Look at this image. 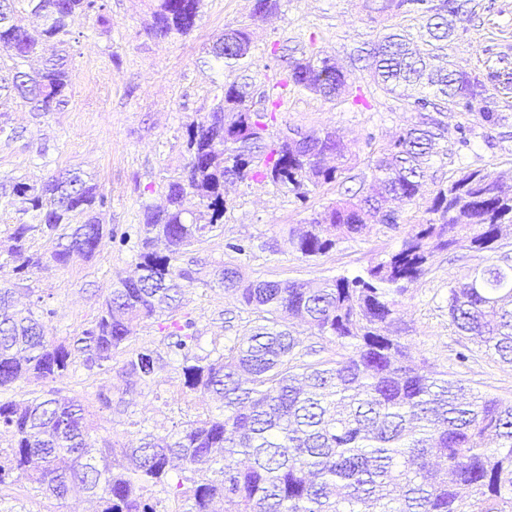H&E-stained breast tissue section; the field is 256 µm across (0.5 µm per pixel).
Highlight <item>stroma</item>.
I'll use <instances>...</instances> for the list:
<instances>
[{
  "label": "stroma",
  "instance_id": "1",
  "mask_svg": "<svg viewBox=\"0 0 512 512\" xmlns=\"http://www.w3.org/2000/svg\"><path fill=\"white\" fill-rule=\"evenodd\" d=\"M476 17L458 25L447 53L458 70L482 80L499 110L512 117V0H479ZM111 20L101 28L94 16L76 15L70 25L67 51L71 85L68 103L59 111L34 115L18 98L0 103L9 115L8 131L0 133V186L12 180L38 183L61 171L80 168L90 173L107 197L103 222L128 232L127 244L103 237L93 257L74 258L65 267L49 262L51 238L32 233L31 252L46 262L29 278L17 281L16 262L7 251V237L19 220L20 201L0 189V282L17 285L21 304L43 302L47 335L61 340L90 326L118 279L133 275L139 228L146 209L166 203L165 179L180 172L188 160L186 127L204 120L217 95L232 82L249 83L256 91L270 89L282 76L286 56L294 51H324L346 68L349 82L363 95L330 101L288 91L270 124L271 135L288 130L308 132L336 129L353 156L341 178L301 200L269 182L251 180L226 185L224 230L200 239L182 253L178 267L198 272L187 288L178 321L194 324L195 356L223 349L225 337L235 335L250 315L210 279L216 270L233 264L248 280L300 282L364 273L398 248L412 226L426 217L428 199L400 208V224L390 231L374 227L369 233L337 243L329 253L305 258L288 243L289 227L305 223L323 211L346 189L368 188L370 158L388 146L415 113L402 99L376 89L365 67H352L358 51L369 50L393 28H415L409 16L371 13L366 0H279L265 19L254 16L255 0H202L199 20L186 36L158 40L149 35L157 0H106ZM249 26L253 33L252 64L248 70L228 68L209 49L225 28ZM448 127L471 126V148L464 155L449 152L428 172L427 188L457 179L469 169H482L512 184V120L500 127L479 123L474 114L444 115ZM232 242L247 244L245 254L229 250ZM485 254L467 250L436 254L427 274L400 297L398 310L408 327L407 341L415 361L463 380L474 391L512 400V366L478 352L459 362L461 338L448 319V284L471 267L485 264ZM148 349L159 355L148 383L129 385L121 371L129 353ZM79 400L97 442L121 449L136 445L145 433L165 435L186 421L220 416L209 394L182 386L179 360L167 353L166 339L154 319L140 321L112 360L109 370L85 366L75 356L68 373L55 380H21L0 389L1 401H21L48 391ZM111 406H103L101 396ZM83 494L66 503L34 488L17 476L0 484V512H94Z\"/></svg>",
  "mask_w": 512,
  "mask_h": 512
}]
</instances>
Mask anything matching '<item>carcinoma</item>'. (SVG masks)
<instances>
[{
    "mask_svg": "<svg viewBox=\"0 0 512 512\" xmlns=\"http://www.w3.org/2000/svg\"><path fill=\"white\" fill-rule=\"evenodd\" d=\"M43 20V36L67 43L77 12L110 23L101 0H23ZM201 0H158L153 37L187 35ZM475 0H371L379 15L407 14L428 34L426 52L411 47L405 31L386 34L374 47L373 82L404 97L418 121L371 159L373 194L340 199L292 228L288 242L305 258L327 254L343 239L374 226L395 230L392 199L409 204L423 194L427 171L448 139L438 116L478 108V119L500 126L508 116L488 101L485 84L447 60L455 23L477 15ZM231 41L212 56L233 67L248 64L252 38L229 28ZM39 43L14 19L12 0H0V67L11 73L9 91L33 112L67 103L68 56L55 52L31 74L24 70ZM278 86L332 99L348 88V75L321 53L288 57ZM251 108L233 82L207 119L186 127L189 158L167 184V206L145 212L136 275L112 288L95 323L58 342L42 319L52 310L19 308L13 288L0 284V388L23 378L52 381L77 354L90 367H110L116 351L141 320L173 316L192 271L175 265L185 249L223 230L224 186L237 179L268 181L300 199L337 180L348 147L335 130L310 131L303 140L268 136L278 100L268 94ZM11 192L39 223L21 220L10 234L18 275L40 267L28 253L34 231L56 240L49 260L59 266L75 254L94 255L104 234L95 212L106 205L97 185L74 169L40 185L10 183ZM195 209L184 207L187 196ZM397 250L363 275L319 283L245 279L235 266L216 283L255 314L230 345L189 364L197 341L193 323L162 327L168 347L186 360L184 385L216 395L221 417L193 420L164 437L146 435L136 448H99L86 409L74 399L0 402V429L11 433L13 472L66 500L78 487L97 499L99 512H156L142 490L162 484L173 461L199 475L188 512H512V400L476 395L462 380L413 363L403 341L398 297L425 275L437 252H486V264L448 283V318L476 350L512 364V256L502 250L503 225L512 224V186L471 169L440 186ZM315 337L340 348L319 357ZM155 359L133 351L122 370L143 383Z\"/></svg>",
    "mask_w": 512,
    "mask_h": 512,
    "instance_id": "1",
    "label": "carcinoma"
}]
</instances>
